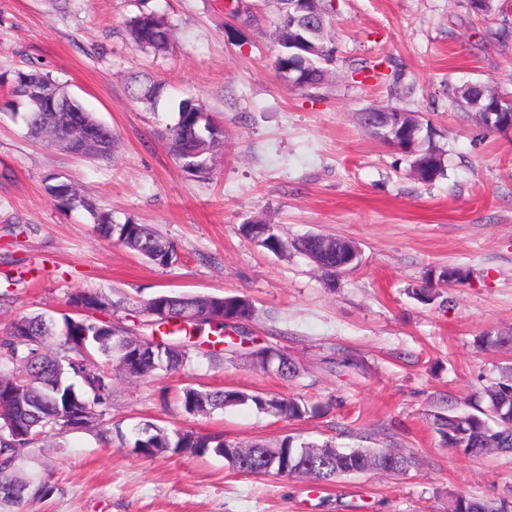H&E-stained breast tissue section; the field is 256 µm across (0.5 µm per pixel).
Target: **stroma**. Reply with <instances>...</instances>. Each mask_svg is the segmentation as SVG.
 Returning a JSON list of instances; mask_svg holds the SVG:
<instances>
[{"label": "stroma", "mask_w": 512, "mask_h": 512, "mask_svg": "<svg viewBox=\"0 0 512 512\" xmlns=\"http://www.w3.org/2000/svg\"><path fill=\"white\" fill-rule=\"evenodd\" d=\"M163 15L170 53L138 48L126 20ZM335 61L325 85L298 90L278 74L270 0H0V74L39 68L111 127V156L87 161L30 139L24 107L0 83V335L16 316L68 312L78 292L116 301L106 319L152 333L142 301L160 291L241 295L254 307L244 331L286 349L292 380L253 367L248 349L223 364L131 381L114 374L107 417L126 435L151 422L276 444L293 435L347 448L401 449L418 460L400 474L329 483L237 473L223 458L152 460L102 444L96 428L60 430L29 449L24 475L48 479L30 512H443L449 495L512 491V456L471 458L439 447L435 413L477 405L512 354L478 336L512 328V135L489 131L455 105L482 84L512 101V0L483 13L470 0H332ZM379 65L399 87L368 77ZM162 80L156 107L132 99L134 74ZM223 127L207 173L185 172L165 133L182 99ZM415 113L420 149L443 158L424 182L412 153L365 130L374 106ZM72 183L85 206L59 204L49 179ZM156 225L180 259L160 268L98 231L92 209ZM257 220L295 242L310 232L360 250L357 266L326 284L296 249L274 255L244 238ZM468 278L415 299L428 270ZM293 395L321 406L284 420L245 405L187 416L186 386Z\"/></svg>", "instance_id": "1"}]
</instances>
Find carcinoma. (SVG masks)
I'll return each instance as SVG.
<instances>
[{
	"label": "carcinoma",
	"instance_id": "obj_1",
	"mask_svg": "<svg viewBox=\"0 0 512 512\" xmlns=\"http://www.w3.org/2000/svg\"><path fill=\"white\" fill-rule=\"evenodd\" d=\"M133 41L141 48L156 54L169 51L173 33L165 17L149 10L139 13L126 21ZM276 40L288 42L280 45L275 60L279 75L288 78V68L295 67L303 74L300 89H314L321 86L326 78L324 64L333 61V49L319 47L318 52L310 53L294 47L291 40H300L304 32L296 29L285 30L282 25L275 29ZM0 81L9 84L10 92L21 98L26 105L22 115L28 133L39 138L38 128L51 116V107L57 103L64 90L62 84L36 70H17L12 76L0 75ZM131 98L152 107L163 96L164 84L149 77L131 78L127 85ZM494 103L512 106L489 92L481 84H468L460 89L458 105L462 108H475L484 112L485 107ZM224 129L203 108L191 100L179 104L178 116L170 126L167 145L179 160L184 171L192 175L204 174L211 154L204 152L203 143L213 145L223 140ZM114 135L112 128L99 123L88 133V143L76 146L72 154L86 160H94L112 153ZM97 228L107 239H111L148 262L165 267L169 252L156 250L161 243L170 249L175 245L165 238L152 224L141 225L142 233L132 239L125 236L128 224L117 223L109 211L92 210ZM327 282L336 280L344 269L343 255L338 254L317 263ZM447 269L429 270L422 284L412 289L417 299L428 302L433 299L434 284L447 282ZM225 315H237L250 319L255 309L250 299L233 295L224 297ZM71 333L61 335L52 315L45 312L23 314L15 318L5 335L0 336V380H16L28 387L29 403L26 410L17 412L4 401H0V503L13 505L17 512H27L26 506L34 500H43L54 493L55 486L43 480L36 484H19L13 471L25 451L34 447L41 438L51 431L63 428V415L73 404H89L105 416L112 396V378L105 364L97 356L118 357L122 362L141 347L136 336L129 335L130 329L110 321L95 320L87 316L76 318ZM162 336H154L151 342L155 356H144L140 360L143 374L149 376L158 370L176 372L190 366L196 359L206 357L212 361L223 357V352L214 349L224 344V322L211 319L208 315L185 327L170 320L155 323ZM32 336L43 341L56 337L60 353L52 354L28 343ZM485 348L512 350V335L479 338ZM272 351L284 379L297 376L294 360L284 350L270 346H259L252 353ZM80 379L84 391L75 390L70 379ZM184 411L192 416L209 415L215 410H224L238 405H251L265 414H277L288 420H302L316 413V406L297 398L271 395L267 393H247L238 390L203 389L185 387L178 393ZM482 399L487 402L488 415L481 417L471 411L438 413L433 415V428L440 447L449 448L468 457H481L487 453L512 455V365L502 368L498 381L485 387ZM98 435L106 445L119 441L126 445L125 434L112 430L108 423H99ZM134 452L145 458H154L168 453H178L182 448L196 449L195 456L218 455L221 448H235L237 444L224 440L219 434H210L190 429L185 434L179 430L169 431L155 424L143 426L135 433ZM253 450L251 474L278 475L284 463L301 466L312 456L323 459L321 465L312 470L303 467L297 474L316 482L331 481L341 477L357 476L367 472L385 474L406 473L417 466L415 458L399 452L395 448H339L332 441L321 444L298 441L293 436L281 439L275 449L261 443H248ZM447 512H512V494L494 498L474 497L457 494L448 501Z\"/></svg>",
	"mask_w": 512,
	"mask_h": 512
}]
</instances>
